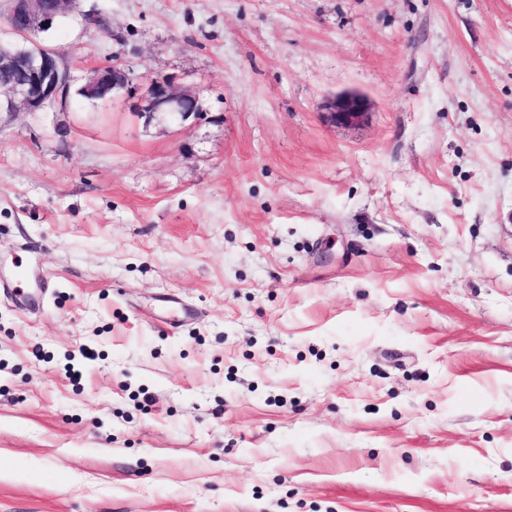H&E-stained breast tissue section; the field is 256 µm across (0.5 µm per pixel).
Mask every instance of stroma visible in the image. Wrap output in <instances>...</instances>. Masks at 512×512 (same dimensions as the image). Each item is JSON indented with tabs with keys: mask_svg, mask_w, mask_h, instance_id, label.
Returning a JSON list of instances; mask_svg holds the SVG:
<instances>
[{
	"mask_svg": "<svg viewBox=\"0 0 512 512\" xmlns=\"http://www.w3.org/2000/svg\"><path fill=\"white\" fill-rule=\"evenodd\" d=\"M36 40L72 83L0 113V277L53 275L0 292V512H512V0H79ZM155 81L203 119L143 126ZM132 80V71L128 65L115 59L112 63L95 68L79 88V92L91 101L109 99L120 91H128ZM368 105L364 98L349 95L335 100L332 112H329L334 124L341 126L358 125L368 114Z\"/></svg>",
	"mask_w": 512,
	"mask_h": 512,
	"instance_id": "35a3bbf8",
	"label": "stroma"
}]
</instances>
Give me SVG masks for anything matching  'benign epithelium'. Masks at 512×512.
<instances>
[{"label": "benign epithelium", "mask_w": 512, "mask_h": 512, "mask_svg": "<svg viewBox=\"0 0 512 512\" xmlns=\"http://www.w3.org/2000/svg\"><path fill=\"white\" fill-rule=\"evenodd\" d=\"M75 0H11L6 26L23 42L0 43V112H37L52 103L69 86L70 75L59 54L34 43L33 36L50 30L73 11ZM132 71L123 61L95 68L79 92L97 101L129 89ZM368 105L364 98L349 95L332 104L333 123L358 125L365 119ZM136 116L148 126L163 118L181 124L202 116L195 93L170 82H153L134 107Z\"/></svg>", "instance_id": "benign-epithelium-1"}]
</instances>
